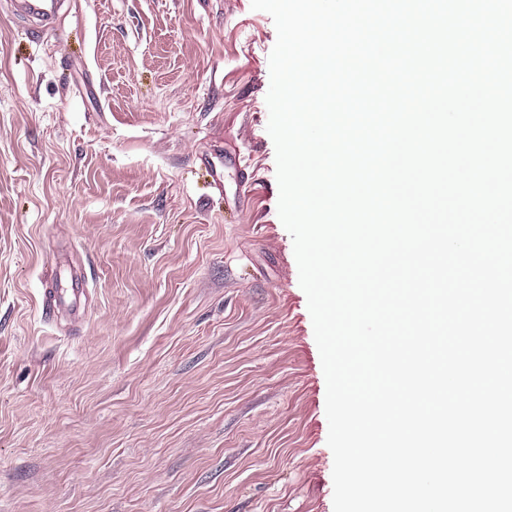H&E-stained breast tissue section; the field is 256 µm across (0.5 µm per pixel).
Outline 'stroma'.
Returning a JSON list of instances; mask_svg holds the SVG:
<instances>
[{
    "label": "stroma",
    "instance_id": "1",
    "mask_svg": "<svg viewBox=\"0 0 512 512\" xmlns=\"http://www.w3.org/2000/svg\"><path fill=\"white\" fill-rule=\"evenodd\" d=\"M0 0V512H334L251 0ZM239 151L229 212L208 172ZM85 281L46 322L44 277ZM67 0H20L14 3L15 15L26 20L27 33L32 37L48 36L55 31V23ZM211 175L217 179L220 187L224 186V180L229 177L236 186V192L234 194V205L240 206L243 202L244 189L250 184L252 180V174L248 170L247 166L242 163L240 153L224 154V161L222 167H214L211 169Z\"/></svg>",
    "mask_w": 512,
    "mask_h": 512
}]
</instances>
